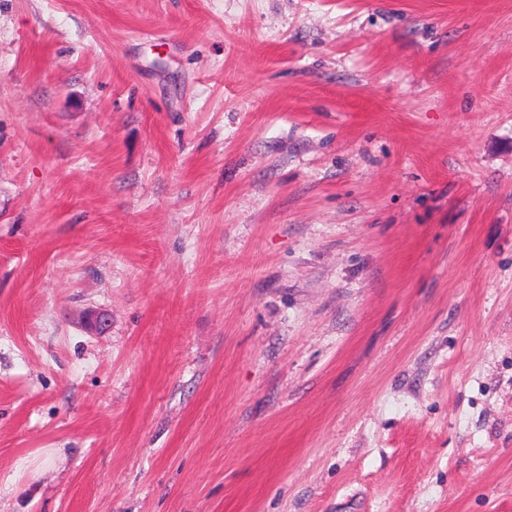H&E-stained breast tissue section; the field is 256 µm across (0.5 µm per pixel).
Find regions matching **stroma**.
I'll return each instance as SVG.
<instances>
[{
  "instance_id": "35a3bbf8",
  "label": "stroma",
  "mask_w": 512,
  "mask_h": 512,
  "mask_svg": "<svg viewBox=\"0 0 512 512\" xmlns=\"http://www.w3.org/2000/svg\"><path fill=\"white\" fill-rule=\"evenodd\" d=\"M0 512H512V0H0Z\"/></svg>"
}]
</instances>
